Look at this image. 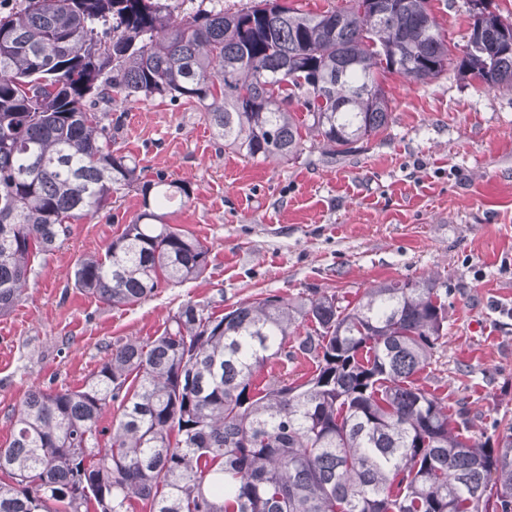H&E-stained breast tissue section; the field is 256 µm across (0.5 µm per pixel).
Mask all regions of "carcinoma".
<instances>
[{"label":"carcinoma","instance_id":"1","mask_svg":"<svg viewBox=\"0 0 512 512\" xmlns=\"http://www.w3.org/2000/svg\"><path fill=\"white\" fill-rule=\"evenodd\" d=\"M304 13L281 0L178 18L169 0H20L0 17V314L70 225L137 184L115 148V97L193 101L249 159L306 140L345 153L384 132L378 74L426 83L448 70L429 0ZM458 73L512 91V17L491 5ZM143 210L75 287L120 307L200 276L208 249L164 222L187 187L159 176ZM448 319L439 277L390 281L354 304L277 294L222 314L188 301L152 340L112 345L76 390L29 391L0 448V512H512V420L492 439L419 384ZM303 356L302 381L259 373ZM119 417L106 442L103 414Z\"/></svg>","mask_w":512,"mask_h":512}]
</instances>
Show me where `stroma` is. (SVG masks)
I'll return each mask as SVG.
<instances>
[{"mask_svg": "<svg viewBox=\"0 0 512 512\" xmlns=\"http://www.w3.org/2000/svg\"><path fill=\"white\" fill-rule=\"evenodd\" d=\"M450 46L470 26L464 0H431ZM386 131L328 159H249L218 139L196 103L161 97L124 105L119 145L141 181L183 183L168 217L209 249L205 271L115 308L73 285L77 261L132 223L141 193L117 194L40 256L21 301L0 316V447L34 387L74 389L108 348L160 335L188 301H239L316 290L356 301L375 283L438 276L448 321L424 373L449 409L465 404L476 431L512 418V92H487L456 69L425 83L379 76Z\"/></svg>", "mask_w": 512, "mask_h": 512, "instance_id": "stroma-1", "label": "stroma"}]
</instances>
